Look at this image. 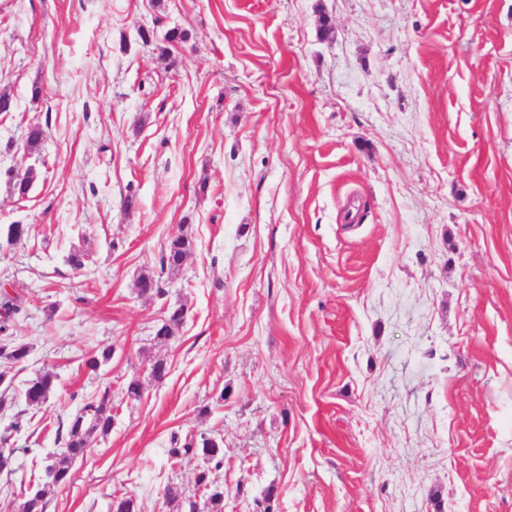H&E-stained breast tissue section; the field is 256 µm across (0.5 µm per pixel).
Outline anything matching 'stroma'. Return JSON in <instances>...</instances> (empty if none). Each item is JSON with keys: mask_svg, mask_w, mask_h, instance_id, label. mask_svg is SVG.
<instances>
[{"mask_svg": "<svg viewBox=\"0 0 512 512\" xmlns=\"http://www.w3.org/2000/svg\"><path fill=\"white\" fill-rule=\"evenodd\" d=\"M1 96L0 289L31 353L0 357V512L105 391L46 512H210L206 460L170 453L203 435L223 512H512V0H0ZM191 249L192 241L187 235L179 234L170 238L160 259L161 274L165 273L167 268L178 269ZM165 313V319L155 331L154 339L159 343H166L174 336L176 329L183 321L186 311L184 306L179 305L167 308ZM57 376L48 369L44 368L34 378H32L24 392L25 401L29 406L42 405L47 400V393L56 386ZM112 408L109 392H103L95 401L87 403L79 414L69 422L67 438L60 448L59 460L48 466L52 470L53 482L57 485L66 483L69 464L83 457L89 446L91 436L97 431L108 433L112 428ZM197 447H194V442L185 443L183 448H170L172 455L188 454L200 452L208 462H214V468H219L223 464L224 452L218 442H212V438L200 436V442H197Z\"/></svg>", "mask_w": 512, "mask_h": 512, "instance_id": "35a3bbf8", "label": "stroma"}]
</instances>
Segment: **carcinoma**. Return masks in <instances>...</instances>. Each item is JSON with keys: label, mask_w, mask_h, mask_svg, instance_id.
I'll return each mask as SVG.
<instances>
[{"label": "carcinoma", "mask_w": 512, "mask_h": 512, "mask_svg": "<svg viewBox=\"0 0 512 512\" xmlns=\"http://www.w3.org/2000/svg\"><path fill=\"white\" fill-rule=\"evenodd\" d=\"M192 241L185 234L170 238L160 259V272L166 269L175 270L180 267L184 258L191 252ZM160 277L150 273L143 274L138 279L139 292L142 296L159 295L162 289L159 286ZM20 311L18 298L8 292L0 294V357H4L15 364H22L28 360L30 348L25 344H14L5 336L10 329L15 315ZM186 314L182 305L169 307L162 324L155 331L154 339L159 343L169 341ZM57 375L45 368L30 380L24 392L25 401L30 406H39L46 402L47 393L55 388ZM112 428V408L110 406L109 390H104L99 398L87 403L79 414L69 422L67 438L60 448L59 459L48 466L52 470L53 482L57 485L68 480L69 464L75 459L84 456L89 446L91 436L100 431L108 433ZM201 453L205 459L214 463V468L223 464L224 452L219 444L212 439L202 436L200 442L186 443L181 448H172L173 455ZM46 491L38 489L32 492L22 503L21 512H44Z\"/></svg>", "instance_id": "carcinoma-1"}]
</instances>
